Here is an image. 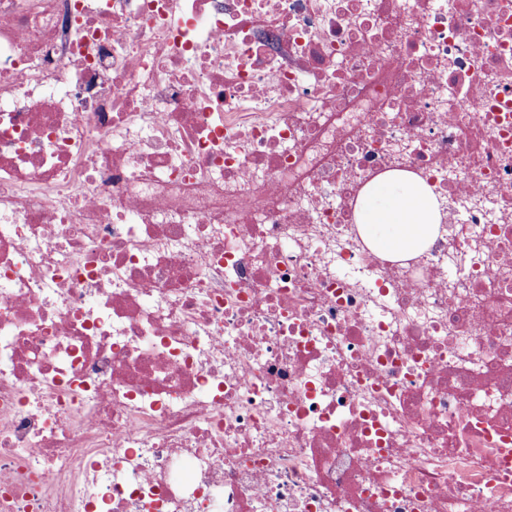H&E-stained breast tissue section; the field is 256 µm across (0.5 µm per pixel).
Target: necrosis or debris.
Listing matches in <instances>:
<instances>
[{
	"label": "necrosis or debris",
	"instance_id": "obj_1",
	"mask_svg": "<svg viewBox=\"0 0 512 512\" xmlns=\"http://www.w3.org/2000/svg\"><path fill=\"white\" fill-rule=\"evenodd\" d=\"M0 512H512V0H0ZM438 214L428 187L409 183L403 173L388 174L364 197L361 223L379 248L402 254L435 235Z\"/></svg>",
	"mask_w": 512,
	"mask_h": 512
}]
</instances>
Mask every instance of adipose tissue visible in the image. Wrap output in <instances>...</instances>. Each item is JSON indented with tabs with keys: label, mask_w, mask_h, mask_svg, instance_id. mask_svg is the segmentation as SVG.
<instances>
[{
	"label": "adipose tissue",
	"mask_w": 512,
	"mask_h": 512,
	"mask_svg": "<svg viewBox=\"0 0 512 512\" xmlns=\"http://www.w3.org/2000/svg\"><path fill=\"white\" fill-rule=\"evenodd\" d=\"M437 220L430 189L411 185L403 173L384 176L364 197L361 222L365 231L376 246L392 254L430 241Z\"/></svg>",
	"instance_id": "obj_1"
}]
</instances>
